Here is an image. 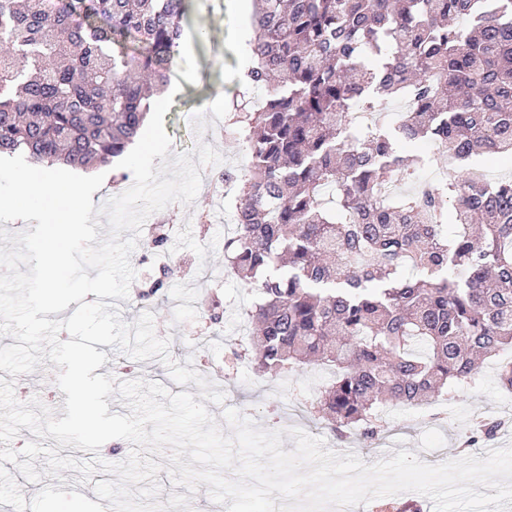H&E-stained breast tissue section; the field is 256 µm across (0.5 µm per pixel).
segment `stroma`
<instances>
[{
  "mask_svg": "<svg viewBox=\"0 0 512 512\" xmlns=\"http://www.w3.org/2000/svg\"><path fill=\"white\" fill-rule=\"evenodd\" d=\"M205 29L203 42L190 43L179 55L170 74L179 82L180 92L164 115V129L171 138V153L192 150L198 143L212 146L223 158L224 166L243 168L246 154L240 148L230 115L224 107L238 89L239 66L250 56L251 45L240 23L236 0H192L185 20V32L192 35ZM214 166L201 169V186L195 201L188 206L173 203L164 214L172 218L177 229L163 245H155L153 236L140 233L130 262L137 272L136 281L145 284L156 279L161 262L176 264L177 272L162 299L137 303L123 300L119 310L125 322H134L143 313L154 316L155 332L169 339V355L180 366L197 370L218 390L224 401L209 404L214 417H221L224 408L239 410L257 426L267 430H288L303 427L307 433L323 438L327 448L339 453H355L372 464L393 457L398 451L416 453L421 461L440 464L460 458L459 443L473 422L487 412H494L502 425L494 437L500 445L512 443V392L500 389L494 363H487L477 380L453 400L432 399L430 405L409 407L389 405L384 409L392 421L393 431L378 445L368 447L358 439L338 443L326 423L298 424L284 414L283 403L297 400L318 401L328 385L331 372L323 366L297 367L281 377L258 373L254 363L235 359L236 342L247 336L244 311L254 299L253 289L229 276L224 267L222 245L232 229L234 199L218 197L211 187ZM218 297L223 307L220 326H213L203 302ZM113 364L129 367V379L143 378L165 386L171 393L183 391L199 394L195 384L178 385L159 358L135 360L120 351H113ZM36 471L42 472L40 482L26 481L16 466L0 462V502L15 499L14 490L22 486L27 496L52 485L87 498H94L92 483H80V474L63 471L61 478L45 475L46 462L37 458Z\"/></svg>",
  "mask_w": 512,
  "mask_h": 512,
  "instance_id": "1",
  "label": "stroma"
}]
</instances>
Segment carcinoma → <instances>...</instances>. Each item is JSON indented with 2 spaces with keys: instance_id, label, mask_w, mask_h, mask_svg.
<instances>
[{
  "instance_id": "obj_1",
  "label": "carcinoma",
  "mask_w": 512,
  "mask_h": 512,
  "mask_svg": "<svg viewBox=\"0 0 512 512\" xmlns=\"http://www.w3.org/2000/svg\"><path fill=\"white\" fill-rule=\"evenodd\" d=\"M265 90L235 105L248 166L224 239L253 284L258 370L307 360L336 438L384 436L383 402L448 399L512 349V179H420L396 141L448 143V165L512 153V0H255ZM186 0H0V155L108 164L169 79ZM473 19L470 28L459 22ZM412 100L394 130L352 110ZM416 271L405 274L406 269ZM480 422L465 446L495 436Z\"/></svg>"
}]
</instances>
